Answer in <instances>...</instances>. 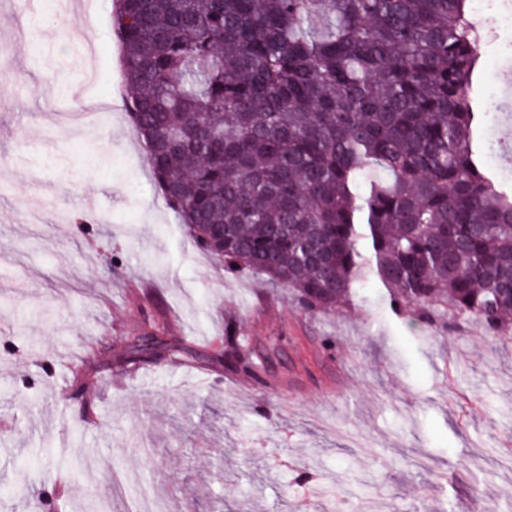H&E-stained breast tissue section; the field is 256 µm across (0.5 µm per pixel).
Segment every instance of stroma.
<instances>
[{"instance_id":"1","label":"stroma","mask_w":512,"mask_h":512,"mask_svg":"<svg viewBox=\"0 0 512 512\" xmlns=\"http://www.w3.org/2000/svg\"><path fill=\"white\" fill-rule=\"evenodd\" d=\"M73 2L33 30L24 0H0V512L36 499L128 512L119 476L165 512H512V342L476 322L426 327L376 283L352 309L312 314L218 267L125 110L112 0ZM483 31L488 112L512 37ZM148 314L199 360L92 373L76 391L86 348L116 355ZM229 323L274 347L264 384L212 362Z\"/></svg>"}]
</instances>
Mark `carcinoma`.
Segmentation results:
<instances>
[{"label":"carcinoma","mask_w":512,"mask_h":512,"mask_svg":"<svg viewBox=\"0 0 512 512\" xmlns=\"http://www.w3.org/2000/svg\"><path fill=\"white\" fill-rule=\"evenodd\" d=\"M468 0H113L111 30L153 178L207 251L309 312L378 282L429 325L512 323V185L478 149L481 36ZM123 343L195 359L151 317ZM224 369L264 358L224 331Z\"/></svg>","instance_id":"cac0c4a2"}]
</instances>
